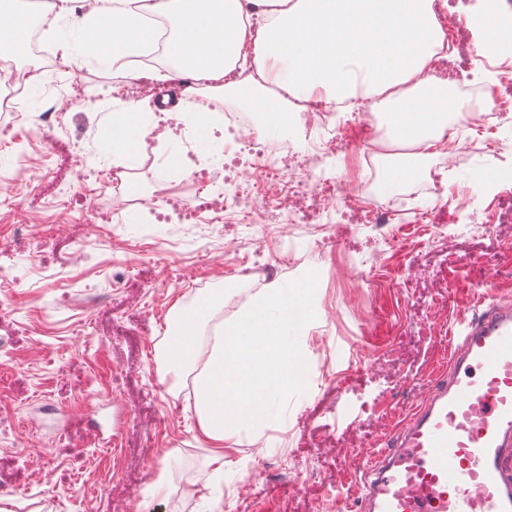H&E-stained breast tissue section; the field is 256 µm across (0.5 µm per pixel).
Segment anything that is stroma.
I'll return each mask as SVG.
<instances>
[{
    "instance_id": "1",
    "label": "stroma",
    "mask_w": 512,
    "mask_h": 512,
    "mask_svg": "<svg viewBox=\"0 0 512 512\" xmlns=\"http://www.w3.org/2000/svg\"><path fill=\"white\" fill-rule=\"evenodd\" d=\"M77 69L85 99L66 107L63 135L42 142L30 126L0 123V169L24 154L45 173L0 183V294L11 299L0 312V486L17 492L0 512H336L338 501L353 502L358 476L347 455L388 446L428 394L448 358V326L471 309L479 284L512 293V154L464 166L491 173V223L452 212L445 234L428 229L388 250L372 225H336L352 278L321 267L301 338L304 378L273 412L289 438L256 450L227 441L218 465L199 430L195 370L169 372L162 355L178 307L222 315L214 297L224 291V243L178 224L146 227L137 208L117 228L80 223L88 202L112 205L103 134L126 103L112 95L121 67ZM161 238L180 240L179 264L158 250ZM31 254L42 276L29 274ZM117 260L132 274L116 285ZM353 341L365 349L354 363ZM322 347L336 372L325 385ZM250 467L261 478L227 498Z\"/></svg>"
}]
</instances>
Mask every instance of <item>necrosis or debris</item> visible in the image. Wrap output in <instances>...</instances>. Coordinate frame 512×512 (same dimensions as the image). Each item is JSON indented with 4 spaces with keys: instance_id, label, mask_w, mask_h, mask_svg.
<instances>
[{
    "instance_id": "1",
    "label": "necrosis or debris",
    "mask_w": 512,
    "mask_h": 512,
    "mask_svg": "<svg viewBox=\"0 0 512 512\" xmlns=\"http://www.w3.org/2000/svg\"><path fill=\"white\" fill-rule=\"evenodd\" d=\"M431 7L443 47L429 78L478 93L483 101L456 126L466 136V152L511 150L498 132L512 123V0H492L502 46L493 55L485 54L471 27L480 0H431ZM60 72L49 85L52 100L36 115L28 113L22 96L27 73L10 72L0 82V119L31 124L45 138L62 130L58 103L82 100L85 86L68 67ZM373 105L370 99L330 105L315 98L296 101L285 118L299 132L295 143L287 130L270 133L264 113L225 110L223 160L203 162L181 182H157L145 206L152 213L168 208L193 219L209 214L201 228L207 236L223 237L224 280L239 288L266 287L303 270L305 261L335 255L339 224L384 225L383 239L390 244L397 241L399 226L442 224L452 210L481 220V195L464 190L449 195L441 165L405 197L379 200L370 194L376 159L387 149ZM175 141L190 145L180 116L156 115L141 143L146 167H153L160 144Z\"/></svg>"
}]
</instances>
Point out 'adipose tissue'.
Wrapping results in <instances>:
<instances>
[{
  "label": "adipose tissue",
  "instance_id": "adipose-tissue-1",
  "mask_svg": "<svg viewBox=\"0 0 512 512\" xmlns=\"http://www.w3.org/2000/svg\"><path fill=\"white\" fill-rule=\"evenodd\" d=\"M127 2L95 0L71 25H56L64 63L139 55L154 41V17L164 16L172 22L166 52L174 64L151 77L177 84L182 95L197 93L198 76L222 81L250 42L258 72L282 90L256 100L270 124L288 111L292 96L331 103L409 82L410 94L388 115L396 136L426 152L449 143L445 87L423 76L441 42L430 0H138L133 10ZM146 131L140 104L114 113L113 160L132 162ZM307 315L302 289L274 283L224 327L197 384L200 429L212 462H223L227 440L267 427L271 398L301 381L294 333ZM198 321L183 317L172 332L166 356L173 366L197 359Z\"/></svg>",
  "mask_w": 512,
  "mask_h": 512
}]
</instances>
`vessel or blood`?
<instances>
[{
    "label": "vessel or blood",
    "instance_id": "obj_1",
    "mask_svg": "<svg viewBox=\"0 0 512 512\" xmlns=\"http://www.w3.org/2000/svg\"><path fill=\"white\" fill-rule=\"evenodd\" d=\"M449 341L389 447L351 454L359 512H512V296L486 289Z\"/></svg>",
    "mask_w": 512,
    "mask_h": 512
}]
</instances>
